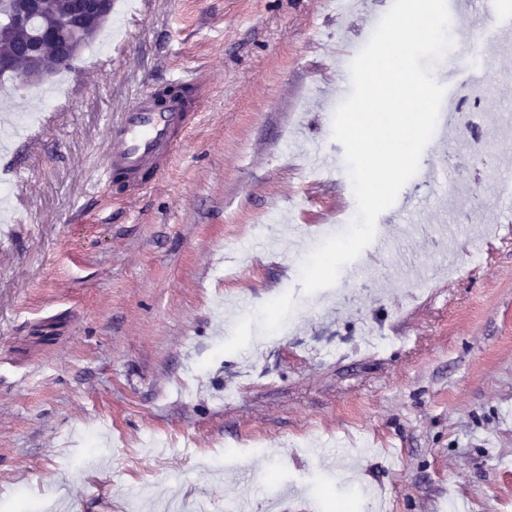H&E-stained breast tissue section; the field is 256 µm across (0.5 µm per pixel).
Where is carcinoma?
I'll return each instance as SVG.
<instances>
[{
	"label": "carcinoma",
	"instance_id": "cac0c4a2",
	"mask_svg": "<svg viewBox=\"0 0 512 512\" xmlns=\"http://www.w3.org/2000/svg\"><path fill=\"white\" fill-rule=\"evenodd\" d=\"M69 9L70 0H44L37 28L18 30L6 37L0 36V50L14 56L21 70H29L34 67L30 46L41 41V35L50 30L56 33L57 39L43 45L39 64L59 65L63 70L72 68L71 55L88 47L99 31L83 33L73 27H63L62 19Z\"/></svg>",
	"mask_w": 512,
	"mask_h": 512
}]
</instances>
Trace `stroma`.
Instances as JSON below:
<instances>
[{
	"label": "stroma",
	"mask_w": 512,
	"mask_h": 512,
	"mask_svg": "<svg viewBox=\"0 0 512 512\" xmlns=\"http://www.w3.org/2000/svg\"><path fill=\"white\" fill-rule=\"evenodd\" d=\"M96 53L28 88L0 127V497L57 512H512V237L486 177L512 156V38L497 0L457 54L492 134L460 183L410 179L420 220L362 281L305 293L301 268L357 210L347 171L301 182L332 138L353 60L393 0H127ZM209 95L168 173L113 199L110 135L147 86ZM24 142L17 179L3 146ZM249 312H241L240 302ZM391 339L367 345L368 331ZM335 449L334 464L315 451Z\"/></svg>",
	"instance_id": "1"
}]
</instances>
